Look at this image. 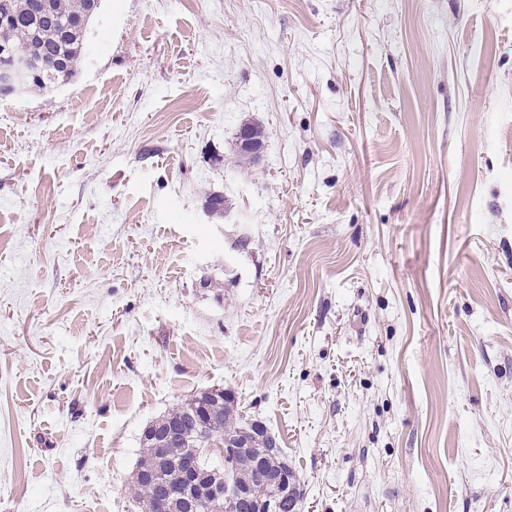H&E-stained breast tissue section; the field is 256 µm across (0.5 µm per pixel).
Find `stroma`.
<instances>
[{
  "mask_svg": "<svg viewBox=\"0 0 512 512\" xmlns=\"http://www.w3.org/2000/svg\"><path fill=\"white\" fill-rule=\"evenodd\" d=\"M216 387L299 512H512V0H102L0 97V512H141Z\"/></svg>",
  "mask_w": 512,
  "mask_h": 512,
  "instance_id": "35a3bbf8",
  "label": "stroma"
}]
</instances>
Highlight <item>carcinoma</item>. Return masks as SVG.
<instances>
[{
    "mask_svg": "<svg viewBox=\"0 0 512 512\" xmlns=\"http://www.w3.org/2000/svg\"><path fill=\"white\" fill-rule=\"evenodd\" d=\"M31 0H0V47L30 53L36 62L27 87L50 91L69 83L78 73L85 55L86 34L89 23L82 17H95L102 0H49L50 12L37 17L29 9ZM215 406L207 418L199 415L203 404ZM179 424L182 439L175 444L183 453H195L202 448V439L224 442L226 438L240 436L250 429L251 421L237 409L235 398L228 392L220 401L203 392L182 402L159 417L154 424ZM277 439L264 430L252 440L248 448H238L228 457L230 481L238 483L256 480L255 460L259 449L268 448ZM158 455L154 438L141 436V454L138 464ZM177 482L179 476L173 466L162 464L153 477L135 470L131 491L136 500L148 507V512H170L160 494L158 481Z\"/></svg>",
    "mask_w": 512,
    "mask_h": 512,
    "instance_id": "obj_1",
    "label": "carcinoma"
}]
</instances>
